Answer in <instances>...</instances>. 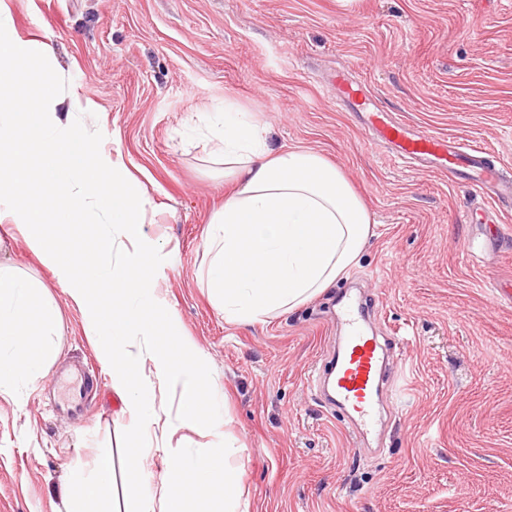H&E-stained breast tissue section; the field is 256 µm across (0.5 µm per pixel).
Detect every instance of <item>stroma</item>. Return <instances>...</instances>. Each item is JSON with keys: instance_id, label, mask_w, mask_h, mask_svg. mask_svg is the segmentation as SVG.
<instances>
[{"instance_id": "35a3bbf8", "label": "stroma", "mask_w": 512, "mask_h": 512, "mask_svg": "<svg viewBox=\"0 0 512 512\" xmlns=\"http://www.w3.org/2000/svg\"><path fill=\"white\" fill-rule=\"evenodd\" d=\"M15 33L49 42L87 127L143 190L144 235L164 257L152 286L227 397L229 428L148 435L146 466L220 448L232 433L251 512H512V209L467 181L394 158L336 104L344 68L384 111L468 140L512 179V0H5ZM232 96L271 146L321 153L375 221L335 287L263 324L226 322L209 295V215L224 169L201 113ZM0 264L40 280L61 324L53 367L0 389V512H65L96 455L130 426L67 285L20 231ZM378 301L399 406L374 455L312 384L339 341L337 299ZM91 362L87 414L54 413V374Z\"/></svg>"}]
</instances>
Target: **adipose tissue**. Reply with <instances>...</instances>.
Masks as SVG:
<instances>
[{"instance_id": "obj_1", "label": "adipose tissue", "mask_w": 512, "mask_h": 512, "mask_svg": "<svg viewBox=\"0 0 512 512\" xmlns=\"http://www.w3.org/2000/svg\"><path fill=\"white\" fill-rule=\"evenodd\" d=\"M213 155L231 190L208 221V284L226 321L253 324L294 310L326 292L356 265L372 234L373 218L337 166L310 150H277L264 128L232 98L206 117ZM58 311L41 284L22 281L0 265V387L37 379L55 350ZM233 437L197 455L170 454L159 476L133 448L122 489L114 463L99 455L90 477L76 480L66 512H104L122 492L134 512H251L250 496L228 465Z\"/></svg>"}]
</instances>
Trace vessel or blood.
Masks as SVG:
<instances>
[{
    "label": "vessel or blood",
    "mask_w": 512,
    "mask_h": 512,
    "mask_svg": "<svg viewBox=\"0 0 512 512\" xmlns=\"http://www.w3.org/2000/svg\"><path fill=\"white\" fill-rule=\"evenodd\" d=\"M329 85L336 91V100L352 111L375 143L390 147L404 162L465 179L495 204L512 208V181L487 162L480 147L393 118L375 106L366 83L351 78L345 70H336ZM340 311L346 336L342 349L330 359L328 399L346 416L354 434L367 435L378 424L379 408L388 391L383 369L388 345L373 335L354 303H342ZM94 374V369L86 365L60 369L59 411L83 414L94 389Z\"/></svg>",
    "instance_id": "b4317fda"
}]
</instances>
